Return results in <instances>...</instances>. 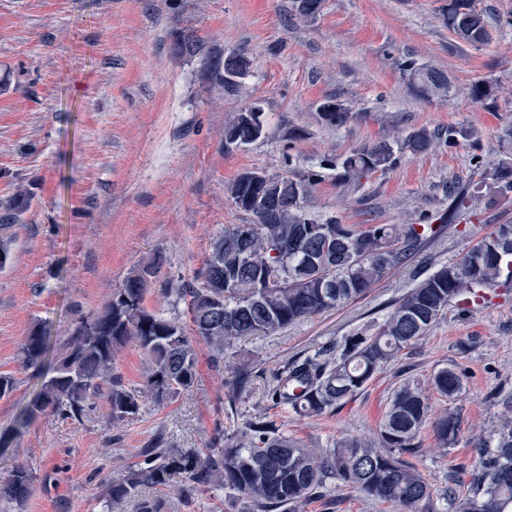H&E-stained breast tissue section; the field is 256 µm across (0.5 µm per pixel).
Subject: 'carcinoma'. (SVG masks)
Masks as SVG:
<instances>
[{
    "mask_svg": "<svg viewBox=\"0 0 512 512\" xmlns=\"http://www.w3.org/2000/svg\"><path fill=\"white\" fill-rule=\"evenodd\" d=\"M295 13L315 19L322 0H294ZM448 29L472 45L488 39L478 0H448ZM249 66L241 54L226 55L206 67L210 80L224 85L228 71ZM402 70L424 98L448 91V77L436 68L404 62ZM475 102L495 96V87L476 82L468 90ZM321 121L340 127L352 113L335 97L324 99ZM261 139L260 127L238 112L224 126V146H247ZM440 135L418 129L393 144H364L341 162L339 177L358 183L396 162L395 150L427 154ZM319 174L263 176L255 187L238 175L229 185L233 203L251 215L250 224H230L214 240L204 267L178 287L163 282L161 294L182 302L191 331L178 319L144 306L149 284L146 272L159 273L158 255L133 269L103 309L78 321L65 347L55 358L54 375L33 402L29 414L49 409L67 418H81L89 403L103 399L112 421L136 417L142 403L163 405L190 387L197 373L196 342H203L214 368L224 364V347L244 336L271 334L364 295L383 276L402 267L435 233L430 224L320 223L306 210ZM502 195L512 192V162L490 171ZM512 287V224H497L454 262L418 282L384 316L369 336H346L336 352L319 349L289 361L271 391L275 407L302 417H319L356 395L379 371L396 362L402 352L421 340L442 318L452 302L481 292L495 295ZM132 343L150 360L137 387H127L117 374L118 348ZM51 351L45 331L35 327L20 348L25 366L44 362ZM436 392L449 400L463 391L457 372L444 367L432 378ZM494 399L508 412L487 443L477 448L479 462L468 492L458 497L448 487L445 499L454 512H512V394ZM430 415L428 395L420 384L404 381L395 390L370 443L356 439L317 451L285 435L269 417L254 416L243 430L220 432L205 450L146 448L130 474L104 484L107 504L120 502L144 485L165 486L173 477L191 490H228L249 500L256 512H275L318 496L336 480L363 494L399 507V512H433L430 486L403 455L417 449V438ZM443 453L456 443L460 418L450 412L432 422ZM33 472L17 465L0 481V499L21 503L30 494Z\"/></svg>",
    "mask_w": 512,
    "mask_h": 512,
    "instance_id": "obj_1",
    "label": "carcinoma"
}]
</instances>
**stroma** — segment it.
<instances>
[{
  "mask_svg": "<svg viewBox=\"0 0 512 512\" xmlns=\"http://www.w3.org/2000/svg\"><path fill=\"white\" fill-rule=\"evenodd\" d=\"M448 0H325L311 22L296 18L292 0H0V375L15 382L0 398V481L20 463L33 488L20 505L0 512H139L141 498L160 512H250L232 494L188 491L182 478L142 487L106 508L103 484L128 474L140 449L206 447L217 430L243 428L265 413L288 436L328 449L342 439L374 436L390 399L410 378L428 385L448 366L465 391L449 401L432 395L435 412L459 413L455 447L440 454L424 427L409 461L429 483L436 512H451L448 485L465 491L503 407L491 395L512 390V295L481 311L451 305L427 335L331 413L302 418L271 407L275 374L298 356L343 337L371 334L404 293L442 265L457 260L493 225L512 223V192L500 197L486 171L512 144V0H479L489 38L473 46L449 30ZM196 42L176 54V42ZM234 51L250 62L239 87L224 89L205 76L204 63ZM442 70L447 98L424 100L402 72L405 60ZM493 84L497 93L472 101L469 87ZM343 101L346 125L320 122L326 97ZM261 101L266 138L225 150L224 124ZM470 130L456 147L439 144L422 156L398 154L393 169L360 185L321 167L381 139H404L425 128ZM303 139L288 141V128ZM319 170L309 203L319 221L344 224L442 225L449 187L471 194L468 209L409 265L393 271L364 297L290 325L270 336H246L224 350L221 370L199 349L196 379L170 402H144L138 417L112 422L96 400L81 419L52 411L24 419L49 380V365L24 367L19 349L36 326L61 351L82 316L100 312L138 265L163 256L160 281H188L202 269L224 227L247 224L227 186L261 170L299 175ZM25 203L16 206L18 192ZM251 382L228 404L225 382L240 369ZM297 512H393L332 482Z\"/></svg>",
  "mask_w": 512,
  "mask_h": 512,
  "instance_id": "stroma-1",
  "label": "stroma"
}]
</instances>
